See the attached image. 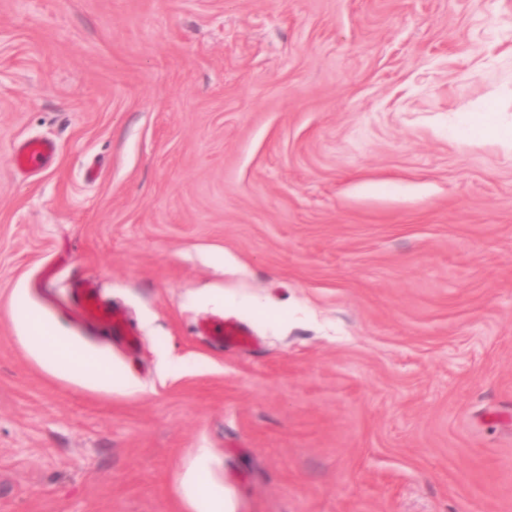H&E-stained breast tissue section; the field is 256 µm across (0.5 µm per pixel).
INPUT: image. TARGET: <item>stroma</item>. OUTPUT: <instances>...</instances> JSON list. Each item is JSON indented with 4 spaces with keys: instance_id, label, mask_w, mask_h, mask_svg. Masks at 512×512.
Returning a JSON list of instances; mask_svg holds the SVG:
<instances>
[{
    "instance_id": "stroma-1",
    "label": "stroma",
    "mask_w": 512,
    "mask_h": 512,
    "mask_svg": "<svg viewBox=\"0 0 512 512\" xmlns=\"http://www.w3.org/2000/svg\"><path fill=\"white\" fill-rule=\"evenodd\" d=\"M509 127L512 0H0V512H512ZM57 157V145L51 140L27 139L17 142L12 161L20 169L35 171L51 166ZM71 288L80 297L78 311L81 315L89 321H106L111 325L112 335H123L119 317L100 301L93 284L88 281L74 282ZM39 346L42 350L45 351L47 354L46 348L44 347L43 343L40 341L36 344ZM56 364L64 366L68 370L72 371L73 373H83L87 370H95L99 376L108 382H114V378L112 377V373L104 369L97 364H95L93 361L89 359H72V358H66L64 356H59L60 360L64 361L65 363L61 362L59 359L55 358L54 356H51L47 354ZM190 492L195 500V512H232L229 510L224 494L215 490L201 492L195 479L190 482Z\"/></svg>"
}]
</instances>
